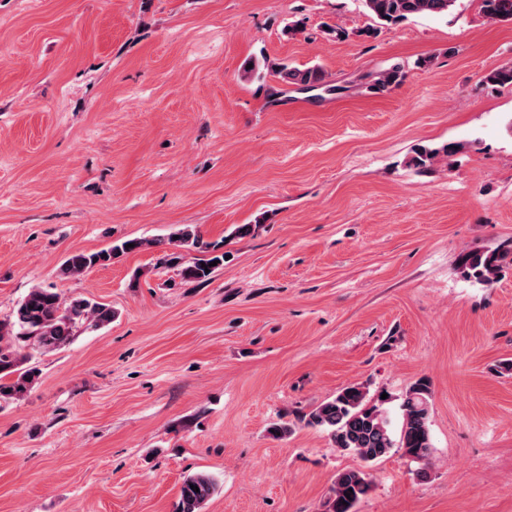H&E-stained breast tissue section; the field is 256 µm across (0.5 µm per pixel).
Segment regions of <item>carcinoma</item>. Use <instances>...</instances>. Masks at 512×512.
Listing matches in <instances>:
<instances>
[{"instance_id": "carcinoma-1", "label": "carcinoma", "mask_w": 512, "mask_h": 512, "mask_svg": "<svg viewBox=\"0 0 512 512\" xmlns=\"http://www.w3.org/2000/svg\"><path fill=\"white\" fill-rule=\"evenodd\" d=\"M364 6L382 26H396L419 15L440 17L448 14L455 0H363ZM483 16L494 22L512 21V0H480ZM252 67L245 70L249 77L259 82V89L267 96L279 95V90L265 84L266 74L259 62L250 59ZM409 64L396 62L376 74L369 89L383 91L404 80ZM281 81L288 85L307 89L333 87L325 81L324 73L317 67L299 69L281 65L275 68ZM484 81L493 86L512 87V66L497 68L485 75ZM456 146L447 143L438 148L419 147L408 165L420 174H427L434 160L451 157ZM197 252V256L183 263L181 279L185 282L203 283L224 267L226 253L217 243L203 241L191 226H185L177 238L124 240L106 250L74 252L59 267L62 280L76 279L96 267L112 264V260L124 254L145 248H164L165 245ZM217 265H211V262ZM460 267L464 276L480 284L490 285L500 276L502 269L512 265V249L493 252H468L461 256ZM115 312L111 307L87 298L67 299L59 291L36 287L29 291L17 305L12 319L0 322V401L18 400L28 392L38 370L22 368L26 357L21 350L34 345L43 351L57 350L71 340L76 329L84 325L99 328L112 322ZM430 383L422 377L406 390L402 403V423L399 432L391 429L387 411L368 398V391L360 384L346 386L334 396L323 401L308 413L292 419L279 418L272 423L268 433L274 439H284L298 423L317 427L327 433L334 446L357 455L371 464L392 449L403 450L413 460H423L432 453L430 431ZM196 486L195 492L191 486ZM371 487L369 473L362 469L339 473L323 504L324 512H355L356 504L367 495ZM219 490L218 480L211 474L200 472L185 479L173 512H202L205 502Z\"/></svg>"}]
</instances>
